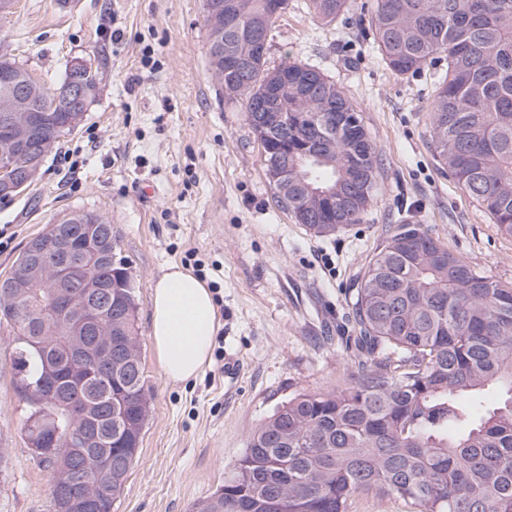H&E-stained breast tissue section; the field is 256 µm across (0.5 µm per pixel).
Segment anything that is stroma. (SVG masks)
I'll list each match as a JSON object with an SVG mask.
<instances>
[{
	"instance_id": "1",
	"label": "stroma",
	"mask_w": 512,
	"mask_h": 512,
	"mask_svg": "<svg viewBox=\"0 0 512 512\" xmlns=\"http://www.w3.org/2000/svg\"><path fill=\"white\" fill-rule=\"evenodd\" d=\"M376 0H349L334 21L288 0L267 61L302 60L357 107L379 154L360 223L319 236L277 203L262 150L212 76L203 0H14L0 14V54L57 86L75 58L100 90L21 195L0 198V276L47 224L104 216L139 286L149 412L137 460L112 512H190L216 491L249 434L280 401L335 388L351 361L337 326L368 260L405 220L424 225L477 270L512 285L503 236L434 157L429 118L445 64L387 67L360 20ZM150 52L151 66L141 63ZM173 264L213 290L221 328L202 375L168 383L150 339V294ZM12 330L0 324V512H53L51 474L25 444ZM236 371L227 374L225 363Z\"/></svg>"
}]
</instances>
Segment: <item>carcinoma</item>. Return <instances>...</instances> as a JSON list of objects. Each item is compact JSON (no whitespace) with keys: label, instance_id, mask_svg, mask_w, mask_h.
<instances>
[{"label":"carcinoma","instance_id":"obj_1","mask_svg":"<svg viewBox=\"0 0 512 512\" xmlns=\"http://www.w3.org/2000/svg\"><path fill=\"white\" fill-rule=\"evenodd\" d=\"M271 0H224V38L208 41L213 77L245 116L263 102L285 114L288 137L249 127L263 151L277 202L317 234L359 222L373 198L378 151L346 94L298 59L270 78L255 33L273 13ZM331 22L348 0H310ZM372 34L383 60L407 74L442 54L446 69L430 113V136L442 168L512 237V0H377ZM32 112L62 113L27 69ZM336 188V199L318 192ZM95 283L112 299L110 340L120 348L106 369L77 373L41 339L62 340L70 326L51 317L53 288L27 280L15 290L24 308L0 304L14 333L13 356L26 405V446L52 471L54 512L97 501L79 512H112L137 459L147 393L136 328L138 294L115 227ZM354 365L336 388L297 393L279 403L249 435L224 485L192 512H349L363 492L410 501L417 512H512V287L478 271L421 224H397L371 256L352 295ZM123 406L112 472L85 467L87 448H49L48 424L77 426L87 394Z\"/></svg>","mask_w":512,"mask_h":512}]
</instances>
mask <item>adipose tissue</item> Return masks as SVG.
I'll list each match as a JSON object with an SVG mask.
<instances>
[{
	"mask_svg": "<svg viewBox=\"0 0 512 512\" xmlns=\"http://www.w3.org/2000/svg\"><path fill=\"white\" fill-rule=\"evenodd\" d=\"M151 310L150 338L166 381L196 379L219 330L211 289L191 269L170 266L153 285Z\"/></svg>",
	"mask_w": 512,
	"mask_h": 512,
	"instance_id": "obj_1",
	"label": "adipose tissue"
}]
</instances>
